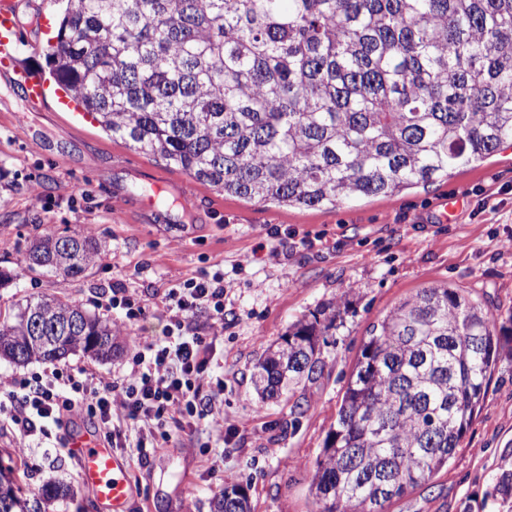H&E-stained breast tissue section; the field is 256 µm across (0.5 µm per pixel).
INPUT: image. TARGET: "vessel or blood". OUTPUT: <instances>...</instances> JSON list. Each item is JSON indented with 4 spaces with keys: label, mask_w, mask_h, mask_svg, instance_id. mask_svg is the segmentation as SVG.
<instances>
[{
    "label": "vessel or blood",
    "mask_w": 512,
    "mask_h": 512,
    "mask_svg": "<svg viewBox=\"0 0 512 512\" xmlns=\"http://www.w3.org/2000/svg\"><path fill=\"white\" fill-rule=\"evenodd\" d=\"M19 0H0V67H10L18 50ZM69 449L79 462V476L106 512H131L129 462L99 435L71 433Z\"/></svg>",
    "instance_id": "b4317fda"
}]
</instances>
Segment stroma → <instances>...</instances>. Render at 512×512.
Returning <instances> with one entry per match:
<instances>
[{"instance_id":"obj_1","label":"stroma","mask_w":512,"mask_h":512,"mask_svg":"<svg viewBox=\"0 0 512 512\" xmlns=\"http://www.w3.org/2000/svg\"><path fill=\"white\" fill-rule=\"evenodd\" d=\"M62 10L61 0H23L19 8L16 65L46 82L41 107L29 108L13 73L0 71V270L17 275L0 287V312L24 296H65L119 327L121 346L108 362L0 360V381L57 366L122 374L138 343L163 336L167 289L223 273L224 334L210 374L224 381V428L200 423L174 433L147 461L131 459L135 512H211L232 483L247 485L251 512H313L312 468L363 341L392 307L447 282L493 314L504 350L447 467L387 512H512V503L489 494L512 462V251L499 248L512 238V146L429 187L333 209L230 196L103 132L80 107L59 105L45 50ZM445 198L456 206L442 223ZM47 230L90 234L104 247L101 260L66 282L19 274L27 240ZM116 283L147 296L138 321L98 301ZM314 317L328 327L322 375L293 398L260 401L254 364L290 326ZM0 463L23 466L26 495L49 482L70 485L73 498L49 512H100L56 439L21 440L0 422Z\"/></svg>"}]
</instances>
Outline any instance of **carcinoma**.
<instances>
[{"mask_svg":"<svg viewBox=\"0 0 512 512\" xmlns=\"http://www.w3.org/2000/svg\"><path fill=\"white\" fill-rule=\"evenodd\" d=\"M52 75L114 137L247 200L333 209L392 197L512 145V0H66ZM80 232L32 239L22 270L67 281L101 258ZM300 320L254 365L261 400L324 369ZM120 330L65 297L0 317V359H110ZM500 355L494 316L448 284L373 326L316 458V512H387L448 464ZM0 512H46L66 490ZM493 495L512 498V464ZM212 512H250L227 486Z\"/></svg>","mask_w":512,"mask_h":512,"instance_id":"obj_1","label":"carcinoma"}]
</instances>
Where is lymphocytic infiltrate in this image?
<instances>
[{"label":"lymphocytic infiltrate","mask_w":512,"mask_h":512,"mask_svg":"<svg viewBox=\"0 0 512 512\" xmlns=\"http://www.w3.org/2000/svg\"><path fill=\"white\" fill-rule=\"evenodd\" d=\"M163 338L136 349L128 375L106 380L83 368L54 369L7 381L0 389V416L26 439L63 427L73 415L88 416L117 451L150 457L168 443V422H207L224 427L223 386H211L207 369L224 333V276L202 274L168 288ZM211 312V333L200 336L191 320Z\"/></svg>","instance_id":"f902f5d3"}]
</instances>
